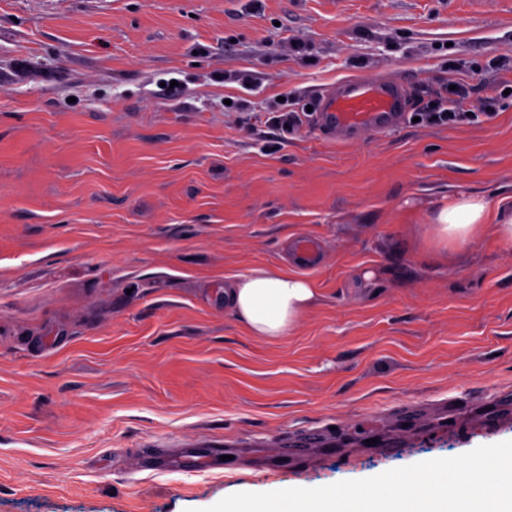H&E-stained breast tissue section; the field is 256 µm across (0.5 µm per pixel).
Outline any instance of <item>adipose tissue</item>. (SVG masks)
Returning <instances> with one entry per match:
<instances>
[{"label": "adipose tissue", "mask_w": 512, "mask_h": 512, "mask_svg": "<svg viewBox=\"0 0 512 512\" xmlns=\"http://www.w3.org/2000/svg\"><path fill=\"white\" fill-rule=\"evenodd\" d=\"M512 246V196L490 202L478 195L444 197L436 216L435 237L458 248L485 230ZM316 296L313 282L292 271L256 267L224 286V300L250 335L276 341L291 335Z\"/></svg>", "instance_id": "adipose-tissue-1"}]
</instances>
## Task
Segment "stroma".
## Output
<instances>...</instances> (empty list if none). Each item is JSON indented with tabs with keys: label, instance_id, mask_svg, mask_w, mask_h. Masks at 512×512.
Listing matches in <instances>:
<instances>
[{
	"label": "stroma",
	"instance_id": "stroma-1",
	"mask_svg": "<svg viewBox=\"0 0 512 512\" xmlns=\"http://www.w3.org/2000/svg\"><path fill=\"white\" fill-rule=\"evenodd\" d=\"M360 74L404 86L398 126L280 139ZM452 193L512 195V0H0V512H204L512 441V248L438 243ZM301 236L314 303L249 335L227 278Z\"/></svg>",
	"mask_w": 512,
	"mask_h": 512
}]
</instances>
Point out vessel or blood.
<instances>
[{
	"mask_svg": "<svg viewBox=\"0 0 512 512\" xmlns=\"http://www.w3.org/2000/svg\"><path fill=\"white\" fill-rule=\"evenodd\" d=\"M320 127L339 140L364 130H387L404 116V95L397 83L360 77L314 93Z\"/></svg>",
	"mask_w": 512,
	"mask_h": 512,
	"instance_id": "b4317fda",
	"label": "vessel or blood"
}]
</instances>
